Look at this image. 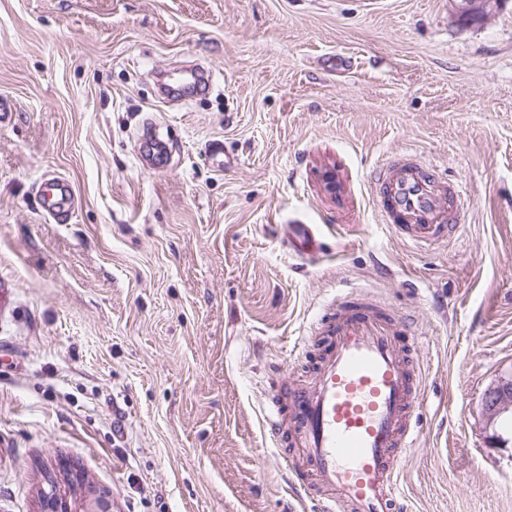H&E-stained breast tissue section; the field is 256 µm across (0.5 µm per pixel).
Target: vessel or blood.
<instances>
[{"instance_id":"vessel-or-blood-1","label":"vessel or blood","mask_w":512,"mask_h":512,"mask_svg":"<svg viewBox=\"0 0 512 512\" xmlns=\"http://www.w3.org/2000/svg\"><path fill=\"white\" fill-rule=\"evenodd\" d=\"M371 183L384 222L409 244L429 247L458 232L461 189L416 153L380 163ZM42 199L48 216L66 221L74 200L64 179L49 180ZM314 336L323 348L312 384L294 389L287 405L269 398L264 410L263 434L291 488L309 489L312 512H407L399 462L418 435L417 338L357 288L329 302L299 350Z\"/></svg>"}]
</instances>
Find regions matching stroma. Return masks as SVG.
Instances as JSON below:
<instances>
[{"label": "stroma", "mask_w": 512, "mask_h": 512, "mask_svg": "<svg viewBox=\"0 0 512 512\" xmlns=\"http://www.w3.org/2000/svg\"><path fill=\"white\" fill-rule=\"evenodd\" d=\"M190 66L212 89L168 97ZM0 97V512L69 463L114 512H289L261 406L351 287L420 332L410 512H512L483 405L512 375V0L476 25L452 0H0ZM405 149L464 185L459 237L383 224L371 171ZM43 209L56 222H64L73 207V196L63 178H53L45 184L42 193Z\"/></svg>", "instance_id": "35a3bbf8"}]
</instances>
